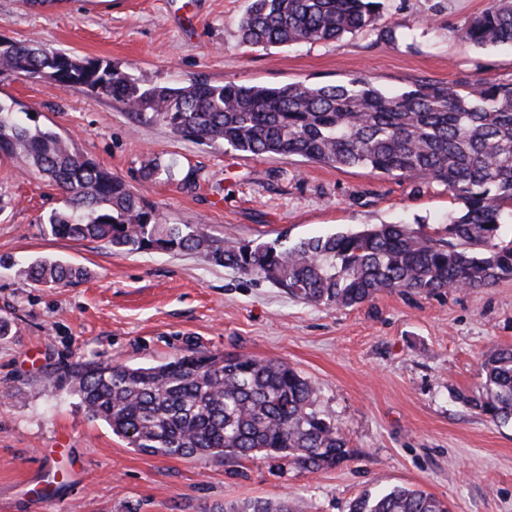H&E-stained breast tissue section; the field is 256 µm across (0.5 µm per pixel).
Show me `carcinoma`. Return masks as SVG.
I'll use <instances>...</instances> for the list:
<instances>
[{
    "instance_id": "1",
    "label": "carcinoma",
    "mask_w": 512,
    "mask_h": 512,
    "mask_svg": "<svg viewBox=\"0 0 512 512\" xmlns=\"http://www.w3.org/2000/svg\"><path fill=\"white\" fill-rule=\"evenodd\" d=\"M380 0H251L241 42L256 48L339 40L372 27ZM477 47L512 45V0H489L458 29ZM0 77L50 78L125 104L140 118L202 145L254 155L418 175L448 187L456 209L447 236L408 224L339 231L285 246L216 238L203 225L168 224L120 177L86 159L55 131L30 127L0 104V152L23 154L66 194L48 218L53 235L98 240L114 251L159 248L195 253L269 282L305 303L348 308L383 292L442 293L485 288L512 277V83L475 80L465 91L421 82L384 93L365 78L343 83L143 87L109 62L78 58L37 41L0 47ZM148 174L178 175L174 158ZM37 284L68 285L84 268L42 260ZM485 377L466 401L493 420L512 421V348L483 362ZM80 405L129 447L182 458L291 461L308 471L350 456L348 442L317 410L318 390L284 361L188 349L151 367L83 364L64 376ZM224 512H301L283 498L224 504ZM350 512H448L423 490L394 488L355 501Z\"/></svg>"
}]
</instances>
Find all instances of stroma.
<instances>
[{
    "mask_svg": "<svg viewBox=\"0 0 512 512\" xmlns=\"http://www.w3.org/2000/svg\"><path fill=\"white\" fill-rule=\"evenodd\" d=\"M381 3L374 29L266 51L240 41L250 0H0V39L101 58L144 86L362 77L395 92L421 81L458 90L479 78L512 82L511 46L478 48L457 35L488 0ZM0 103L122 177L168 223L203 224L217 237L292 241L399 221L434 232L454 207L437 181L199 145L48 78L0 80ZM172 157L176 179L147 176L149 162ZM64 200L22 156H0V512H218L284 497L303 512H348L394 487L424 489L449 512H512V423L462 401L477 391L485 355L512 346V278L445 294L384 292L349 308L308 304L192 253H118L54 237L47 219ZM42 257L88 277L32 283L25 270ZM188 348L290 364L317 387L350 459L310 472L147 455L89 417L63 381L81 363L147 367Z\"/></svg>",
    "mask_w": 512,
    "mask_h": 512,
    "instance_id": "1",
    "label": "stroma"
}]
</instances>
